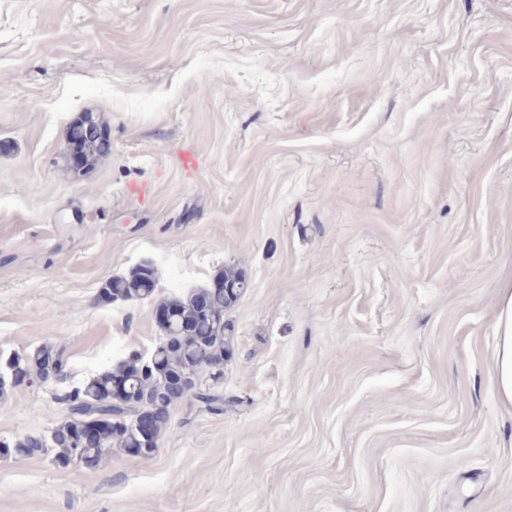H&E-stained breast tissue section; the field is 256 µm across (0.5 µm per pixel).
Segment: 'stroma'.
Here are the masks:
<instances>
[{"label":"stroma","instance_id":"1","mask_svg":"<svg viewBox=\"0 0 512 512\" xmlns=\"http://www.w3.org/2000/svg\"><path fill=\"white\" fill-rule=\"evenodd\" d=\"M231 262L223 413L175 403L147 458L0 455V512H512V0H0V353L67 362L0 440L161 337L106 280ZM495 331L491 382L502 404L512 407V278L503 281L498 287Z\"/></svg>","mask_w":512,"mask_h":512}]
</instances>
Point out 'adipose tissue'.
<instances>
[{"mask_svg": "<svg viewBox=\"0 0 512 512\" xmlns=\"http://www.w3.org/2000/svg\"><path fill=\"white\" fill-rule=\"evenodd\" d=\"M496 346L492 386L504 406L512 407V278L498 287Z\"/></svg>", "mask_w": 512, "mask_h": 512, "instance_id": "ef3b65f1", "label": "adipose tissue"}]
</instances>
